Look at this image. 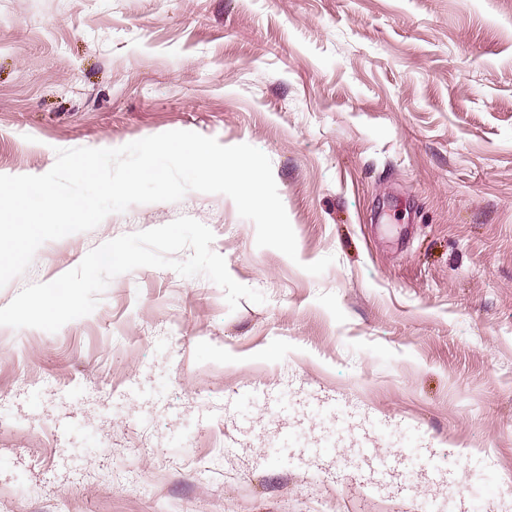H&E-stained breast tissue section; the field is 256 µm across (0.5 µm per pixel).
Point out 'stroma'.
Instances as JSON below:
<instances>
[{
	"mask_svg": "<svg viewBox=\"0 0 512 512\" xmlns=\"http://www.w3.org/2000/svg\"><path fill=\"white\" fill-rule=\"evenodd\" d=\"M173 130L270 158L297 257L195 191L43 243L0 307L181 216L266 301L0 326V512H512V0H0V175Z\"/></svg>",
	"mask_w": 512,
	"mask_h": 512,
	"instance_id": "1",
	"label": "stroma"
}]
</instances>
